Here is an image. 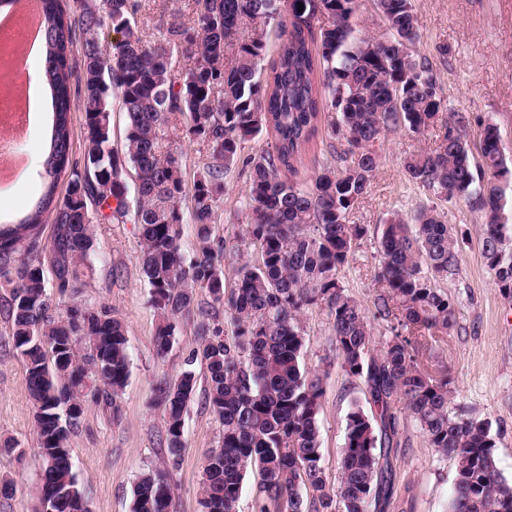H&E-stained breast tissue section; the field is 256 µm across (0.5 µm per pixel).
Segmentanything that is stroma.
Instances as JSON below:
<instances>
[{
  "instance_id": "1",
  "label": "stroma",
  "mask_w": 512,
  "mask_h": 512,
  "mask_svg": "<svg viewBox=\"0 0 512 512\" xmlns=\"http://www.w3.org/2000/svg\"><path fill=\"white\" fill-rule=\"evenodd\" d=\"M414 4L418 39L411 51L431 62L446 109L471 112L496 125L502 152L512 164V0H414ZM336 118V113L325 112L318 137L297 167L298 184L311 186L326 161L330 126ZM434 146L430 130L415 134L397 128L384 133L371 189L348 217L350 223L367 225L369 233L341 272L340 281L363 307L372 308L383 224L395 215L413 214L423 205L443 212L462 254L458 273L440 283L455 304L456 326L447 344L431 351L428 362L447 368L456 405L490 422L497 467L512 482V298L499 291L482 256L480 213L465 200H443L409 181L404 158ZM20 147L28 167L10 186L0 188V209L7 213H23L42 190L40 171L46 149L42 125L32 126ZM248 179L244 168L226 175L215 237H233L239 224L245 223ZM94 234V271L77 300L106 306L124 322L130 374L117 400L118 413L87 404L67 446L90 512H132L136 479L167 460L165 411L156 402L157 388L180 375L185 358L201 339L195 333V315H185L171 349L158 355L159 319L148 303L138 225L98 224ZM303 322L307 331L304 364L308 370L327 374L318 426L324 476L332 488L346 416L354 401L363 400L365 387L360 379L347 376L337 362L326 310L306 311ZM403 437L407 446L396 461L397 493L388 512H446L453 461L431 448L413 423H405ZM221 438V427L205 404L203 390H196L186 408L181 459L171 471L170 512H201L198 499L204 465ZM6 441L19 449L0 452V488H10L6 494L0 491V512H36L43 461L37 452L35 408L24 361L12 343L11 324L1 313L0 443Z\"/></svg>"
}]
</instances>
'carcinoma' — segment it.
<instances>
[{"mask_svg": "<svg viewBox=\"0 0 512 512\" xmlns=\"http://www.w3.org/2000/svg\"><path fill=\"white\" fill-rule=\"evenodd\" d=\"M43 81L53 119L42 163L43 190L31 209L0 226V301L22 356L36 408L91 398L118 414L116 398L130 373L127 330L106 307L75 302L92 273L93 224L140 226L148 303L159 317L155 346L173 345L178 319L200 293L198 350L158 400L166 415L168 461L184 447V415L197 389L195 364L205 365V403L222 427L220 447L204 467L201 512H239L247 475L256 473L253 512H386L395 493L392 457L406 446L401 427L412 419L430 447L455 461L448 512H512V483L499 472L488 421L468 415L452 399L448 370L432 369L424 355L447 340L456 324L454 303L439 281L459 270L452 227L434 206L383 225L375 281L381 288L366 309L341 285L339 274L367 236L350 212L371 188L384 131L421 133L437 127V145L405 158L409 179L446 200L465 199L481 213L482 253L500 292L512 298V234L505 191L493 181L511 173L496 126L469 112L444 111L429 60L411 46L418 38L412 0H376L390 36L373 52L358 34V0H189L187 19L160 21L157 37L135 31L143 0H40ZM303 4L298 10L297 4ZM327 23L314 31L313 22ZM283 41L268 68V27ZM121 39L103 49L100 30ZM81 44L82 80L74 103L70 54ZM185 62L175 70L177 59ZM125 114L122 149L112 143L113 103ZM339 114L331 126L334 161L312 186L290 179L318 134L325 107ZM82 114L84 167L72 161V112ZM482 127L481 163L470 157L472 125ZM270 131L260 154L242 158L244 144ZM188 139L208 161L186 177L174 145ZM249 167V212L227 244L213 238L224 196V174ZM136 175L134 187L127 168ZM68 174L65 195L57 197ZM51 221L50 240L32 243ZM183 224L196 227L198 248L188 257ZM245 262L226 288L221 261L240 247ZM53 293H48V289ZM224 307V325L214 306ZM327 310L336 359L366 387L370 411L355 401L347 414L337 485L328 489L322 465L318 414L325 374L303 364L302 314ZM386 324L377 352L370 350L371 320ZM86 336L77 350L56 348L60 336ZM42 478L83 496L71 454L44 461ZM168 469L142 475L133 487L132 512H168Z\"/></svg>", "mask_w": 512, "mask_h": 512, "instance_id": "cac0c4a2", "label": "carcinoma"}]
</instances>
